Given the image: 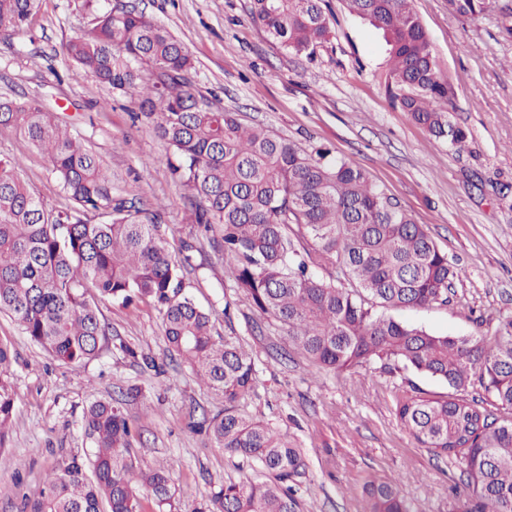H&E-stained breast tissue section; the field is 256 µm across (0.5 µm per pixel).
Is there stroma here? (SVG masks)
Returning <instances> with one entry per match:
<instances>
[{
  "mask_svg": "<svg viewBox=\"0 0 512 512\" xmlns=\"http://www.w3.org/2000/svg\"><path fill=\"white\" fill-rule=\"evenodd\" d=\"M164 24L193 56L197 86L248 124H262L302 146H326L427 228L459 276L443 306L397 311V318L448 335H494L512 318V0H489L463 18L448 0H414L437 62L456 92L451 120L468 133L463 151L436 141L396 107L387 88L389 50L381 34L326 0L331 34L313 59L274 42L247 15L248 0H125ZM90 29L83 0H41L12 46L0 45V96L41 100L102 157L114 190L160 208L172 250L194 245L185 282L222 336L251 349L257 369L246 411L301 448L305 473L294 488L301 512H367L365 485L395 481L414 512H455L461 464L437 459L396 416L399 401L447 393L445 382L374 364L355 373L320 371L290 347L282 326L262 317L227 271L218 237L188 221L185 188L162 159L169 149L150 124L133 118L129 98L63 55L61 45ZM21 159V176L46 208L69 200L47 159L0 131V155ZM108 327L99 355L80 367L58 364L0 314V339L15 355L16 403L5 453L19 470L0 468V512H24L53 468L92 454L81 427L92 402L137 384L125 407L144 467L167 470L177 512H191L214 486L256 477L259 469L213 447L192 421L223 411L224 399L171 362L157 310L98 303ZM134 347L139 359L125 357ZM154 358L146 367L143 357Z\"/></svg>",
  "mask_w": 512,
  "mask_h": 512,
  "instance_id": "35a3bbf8",
  "label": "stroma"
}]
</instances>
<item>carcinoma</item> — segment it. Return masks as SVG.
Masks as SVG:
<instances>
[{"label":"carcinoma","instance_id":"cac0c4a2","mask_svg":"<svg viewBox=\"0 0 512 512\" xmlns=\"http://www.w3.org/2000/svg\"><path fill=\"white\" fill-rule=\"evenodd\" d=\"M324 0H250L249 16L297 56H311L329 35ZM383 31L390 46L393 102L448 148L465 147L450 120L455 93L439 69L413 0H343ZM463 17L485 0H448ZM40 0H0V40L23 29ZM93 27L62 52L97 81L129 96L170 147L165 161L189 192L192 223L218 231L237 287L262 316L278 320L288 342L319 368L338 373L375 361L443 381L446 396L415 395L396 416L437 458L463 464L459 512H512V319L495 335L448 336L403 323L387 311L448 303L458 271L425 227L358 165L328 149L307 151L198 90L191 54L166 27L111 0H85ZM11 129L49 160L72 206L45 208L14 157H0V312L64 365L98 356L105 327L97 300L157 309L170 359L224 397V411L201 429L216 448L270 474L226 482L195 512H299L290 482L305 473L300 449L243 410L255 392L252 354L233 336L214 334L210 313L184 283L192 245L173 252L162 212L113 191L100 158L56 112L35 99L0 98V129ZM298 228L295 242L290 225ZM334 265L344 283L321 278ZM13 352L0 341V463L15 406ZM478 386L497 406L468 399ZM82 427L95 451L50 472L26 512H172L165 471L143 468L131 448L120 402L96 400ZM368 512H412L391 480L366 485Z\"/></svg>","mask_w":512,"mask_h":512}]
</instances>
